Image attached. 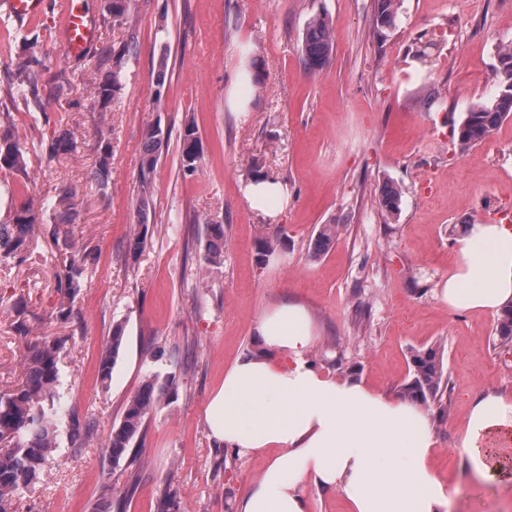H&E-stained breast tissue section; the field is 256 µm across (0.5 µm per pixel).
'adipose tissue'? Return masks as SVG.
I'll use <instances>...</instances> for the list:
<instances>
[{
    "label": "adipose tissue",
    "mask_w": 512,
    "mask_h": 512,
    "mask_svg": "<svg viewBox=\"0 0 512 512\" xmlns=\"http://www.w3.org/2000/svg\"><path fill=\"white\" fill-rule=\"evenodd\" d=\"M453 254L436 286L450 310L495 313L512 303V226L468 225ZM255 335L257 351L232 363L206 411L218 442L263 461L233 512H309L310 487L341 495L350 512H447L426 410L316 369L318 327L301 302L266 312ZM510 444L512 395L493 388L470 404L454 453L497 486L512 482Z\"/></svg>",
    "instance_id": "ef3b65f1"
}]
</instances>
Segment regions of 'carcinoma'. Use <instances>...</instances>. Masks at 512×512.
<instances>
[{"mask_svg": "<svg viewBox=\"0 0 512 512\" xmlns=\"http://www.w3.org/2000/svg\"><path fill=\"white\" fill-rule=\"evenodd\" d=\"M400 0H377L375 24L377 30L394 28L399 17ZM334 46L333 32L326 17L314 16L309 19L303 35L302 60L306 71L316 72L326 67L332 57ZM42 68L40 59L32 55H21L16 63V81L21 87L35 86ZM496 91L484 101L470 106L458 128L457 144L467 150L489 137L498 126L512 116V46L501 48L493 64ZM122 87L121 71L99 82L94 93L104 103L114 99ZM165 142V133L158 126L147 128L143 139L140 159V182L149 185ZM199 140L193 122L184 126L181 165L183 173L197 172ZM26 166L24 152L14 141L9 128L0 131V168L22 170ZM400 190L386 185L380 195L379 204L387 213L399 208ZM59 223L49 229L42 225V216L28 205L14 215L12 223L0 224V231L11 230L9 242L0 243V264H21L26 261V253L31 247L32 235L41 231L58 241L59 225L72 223L69 210L58 212ZM336 225H322L315 237L311 258L322 256L333 243ZM224 248V227L211 225L210 238L206 244L207 259L217 262ZM86 254L80 251H66L61 262L64 286L63 298L73 301L81 288L85 273ZM498 337L503 346L512 345V304L498 317ZM123 342L121 328L112 332L100 358V379L103 387H108L112 369L119 356ZM67 339L56 337H33L27 342L23 355V378L15 388L0 391V512H8L12 501L29 491L40 479L44 468L57 453L58 428L64 424L68 428L71 443L80 445L86 430L78 416L60 410L59 360L66 347ZM413 373L405 383L400 395L422 406L437 407L439 420L446 416L444 394L448 381L444 371L443 352L436 347L417 350L412 355ZM177 392L176 376L169 375L159 380L155 375L145 379L140 389L127 402L122 420L108 436L106 448L112 463L118 464L142 437L145 422L153 408L164 398Z\"/></svg>", "mask_w": 512, "mask_h": 512, "instance_id": "obj_1", "label": "carcinoma"}]
</instances>
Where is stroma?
<instances>
[{"mask_svg": "<svg viewBox=\"0 0 512 512\" xmlns=\"http://www.w3.org/2000/svg\"><path fill=\"white\" fill-rule=\"evenodd\" d=\"M62 2L42 0L23 24L0 13V113H10L27 152L26 172L0 168V223L28 202L54 223L58 189L72 186L70 238L95 260L65 321L49 237L22 266H0V389L22 376L18 325L67 337L62 400L92 429L78 447L61 435L13 512H98L107 498L112 512H159L167 495L177 512H233L261 463L219 445L206 410L225 369L254 350L258 318L289 298L318 325L316 367L395 397L412 351L440 348L448 410L434 425V464L453 488L448 512H512V486L485 485L451 452L473 397L512 392V349L498 341L497 315L454 312L434 295L462 227L499 222L512 203V119L465 152L456 137L471 104L495 90L497 51L512 44V0H402L396 27L382 31L376 0H130L123 18L111 0H83L97 32L79 56L64 46ZM317 14L332 27L334 53L310 75L301 46ZM431 38L438 48L425 65L414 53ZM248 52L259 62L257 86L245 77ZM22 54L45 65L32 105L14 85ZM116 65L122 88L101 102L91 88ZM189 118L200 144L191 176L180 157ZM154 124L169 137L151 181L147 245L133 255L143 135ZM62 135L74 149L49 153ZM105 143L112 159L102 178ZM263 177L288 192L274 219L244 196ZM388 183L401 191L391 215L378 204ZM214 224L224 227L218 267L205 259ZM323 224L338 234L314 260ZM118 325L123 343L105 389L100 352ZM151 374L175 375L177 392L148 416L134 458L113 466L107 438Z\"/></svg>", "mask_w": 512, "mask_h": 512, "instance_id": "35a3bbf8", "label": "stroma"}]
</instances>
